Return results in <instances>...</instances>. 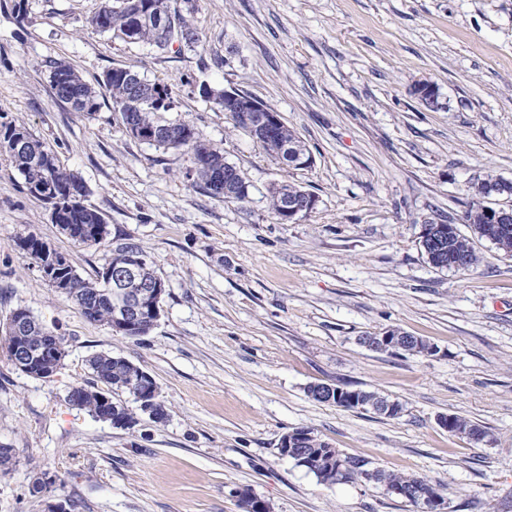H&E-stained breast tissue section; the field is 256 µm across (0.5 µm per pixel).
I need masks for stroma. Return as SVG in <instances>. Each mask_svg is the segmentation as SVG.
<instances>
[{"label": "stroma", "instance_id": "1", "mask_svg": "<svg viewBox=\"0 0 512 512\" xmlns=\"http://www.w3.org/2000/svg\"><path fill=\"white\" fill-rule=\"evenodd\" d=\"M0 0V116L24 124L76 171L111 234L137 242L166 284L148 335L88 321L16 245L32 233L83 277L112 255L62 234L0 154V325L29 309L64 339L49 379L0 355V512H243L247 489L271 512H420L366 481L321 484L279 451L297 428L373 466L427 480L446 512H512V255L486 240L469 273L438 270L423 224L464 221L477 176L512 178V0H181L199 42L160 50L96 31L100 0ZM235 55H228V46ZM88 82L113 67L168 85L170 117L197 125L249 185L241 204L185 177L188 159L129 137L120 113L73 112L48 64ZM432 82L438 109L413 91ZM234 87L278 112L313 162L283 167L200 84ZM318 199L278 223L277 182ZM398 328L434 344L429 357L374 352L363 336ZM121 355L149 373L163 423L112 427L72 405L86 360ZM325 383L375 391L400 417L313 400ZM455 414L488 432L449 434ZM46 472L56 481L36 494Z\"/></svg>", "mask_w": 512, "mask_h": 512}]
</instances>
